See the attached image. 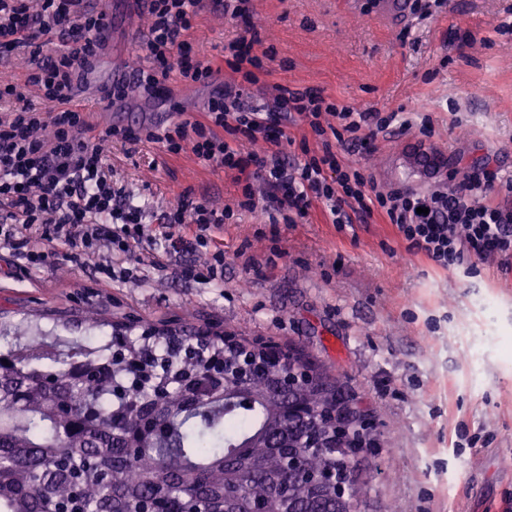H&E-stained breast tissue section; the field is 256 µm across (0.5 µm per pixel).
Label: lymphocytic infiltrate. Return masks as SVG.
I'll use <instances>...</instances> for the list:
<instances>
[{
    "mask_svg": "<svg viewBox=\"0 0 512 512\" xmlns=\"http://www.w3.org/2000/svg\"><path fill=\"white\" fill-rule=\"evenodd\" d=\"M146 6L150 67L136 74L140 91L154 95L172 75L210 83L215 70L196 57L189 39L204 0H146ZM107 24V14L89 8L87 0H0V62L19 49L28 52L24 82L0 80V250L14 260L52 267L63 254L74 260L91 255L98 273L111 281L176 260L181 277L218 282L225 257L216 230L235 210L260 207L287 224L309 219L316 209L338 225L377 215L410 250L446 269L491 254L512 257V210L489 199L494 192L511 196V178L484 167L449 191H376L370 176L343 161L342 150L370 145L396 124L411 128L412 120L393 112H355L320 93L282 87L273 113L262 112L249 99L271 69L255 54L252 37L225 45L224 67L233 79L209 99L202 119L162 130L94 133L72 104L73 90L93 67ZM56 38L61 48L44 53ZM296 122L310 129V137L291 136L288 127ZM313 138L319 151L309 147ZM115 139L160 143L173 155L192 152L234 173L241 196L235 207L221 210L206 201L180 202L150 222L112 179L104 145ZM293 145L300 152L295 160L286 152ZM259 184L266 189L261 198ZM185 253H202L206 260L181 263Z\"/></svg>",
    "mask_w": 512,
    "mask_h": 512,
    "instance_id": "f902f5d3",
    "label": "lymphocytic infiltrate"
}]
</instances>
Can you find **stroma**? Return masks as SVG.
<instances>
[{
	"instance_id": "obj_1",
	"label": "stroma",
	"mask_w": 512,
	"mask_h": 512,
	"mask_svg": "<svg viewBox=\"0 0 512 512\" xmlns=\"http://www.w3.org/2000/svg\"><path fill=\"white\" fill-rule=\"evenodd\" d=\"M121 10L95 62L103 73L147 64L148 13L140 0H95ZM242 24L213 7L197 18L195 48L209 61L253 26L256 54L272 52L271 76L252 102L272 111L274 86L313 90L358 111L411 114L418 128L379 136L344 161L372 176L378 190L413 187L390 180L394 157L417 146L443 158L438 183L466 181L482 161L512 176V0H445L433 16L393 26L379 0H249ZM230 73L219 82L231 81ZM219 82L170 79L165 97L128 84L111 106L97 94L74 98L96 132L116 125L115 110L150 127L200 117ZM115 178L158 215L180 195L233 205V174L162 144L113 142ZM220 240L224 279L198 283L176 268L136 280L98 283L93 262L31 269L0 254V323L39 329L65 350L84 336L94 312L110 342L112 324L162 333L230 331L301 347L328 368L373 419L376 446L354 460L370 492L361 512H512V268L495 257L445 270L414 254L378 218L340 227L314 214L274 224L263 211L236 213Z\"/></svg>"
}]
</instances>
